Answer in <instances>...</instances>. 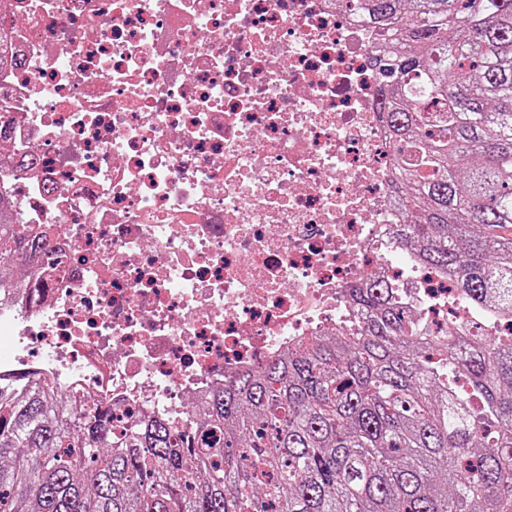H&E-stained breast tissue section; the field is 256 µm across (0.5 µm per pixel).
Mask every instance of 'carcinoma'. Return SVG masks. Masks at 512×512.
<instances>
[{
	"label": "carcinoma",
	"mask_w": 512,
	"mask_h": 512,
	"mask_svg": "<svg viewBox=\"0 0 512 512\" xmlns=\"http://www.w3.org/2000/svg\"><path fill=\"white\" fill-rule=\"evenodd\" d=\"M380 37L401 236L512 316V0H338ZM0 199V293L46 255ZM355 335L236 374L175 428L118 433L46 380L0 395V512H512V335L434 336L358 283Z\"/></svg>",
	"instance_id": "1"
}]
</instances>
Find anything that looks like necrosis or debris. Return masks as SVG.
I'll return each mask as SVG.
<instances>
[{"label":"necrosis or debris","instance_id":"1","mask_svg":"<svg viewBox=\"0 0 512 512\" xmlns=\"http://www.w3.org/2000/svg\"><path fill=\"white\" fill-rule=\"evenodd\" d=\"M0 30V192L51 246L0 295V385L178 427L356 327V282L433 333L471 320L397 236L374 35L336 0H9Z\"/></svg>","mask_w":512,"mask_h":512}]
</instances>
